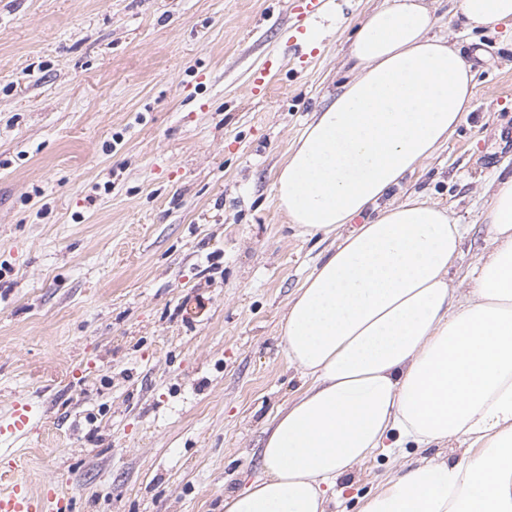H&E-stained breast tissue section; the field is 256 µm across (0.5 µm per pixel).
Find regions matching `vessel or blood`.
<instances>
[{"label": "vessel or blood", "instance_id": "obj_1", "mask_svg": "<svg viewBox=\"0 0 512 512\" xmlns=\"http://www.w3.org/2000/svg\"><path fill=\"white\" fill-rule=\"evenodd\" d=\"M34 410L26 399H18L7 422L0 424V437L18 439L30 432ZM24 466L20 456L0 455V478L7 484L0 488V512H68L65 497L49 486L33 489L20 478Z\"/></svg>", "mask_w": 512, "mask_h": 512}]
</instances>
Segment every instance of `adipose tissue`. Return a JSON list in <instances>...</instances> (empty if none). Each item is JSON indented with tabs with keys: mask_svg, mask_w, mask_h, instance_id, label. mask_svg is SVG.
Instances as JSON below:
<instances>
[{
	"mask_svg": "<svg viewBox=\"0 0 512 512\" xmlns=\"http://www.w3.org/2000/svg\"><path fill=\"white\" fill-rule=\"evenodd\" d=\"M464 31L512 20V0H459ZM425 0H385L353 37L352 76L315 115L274 183L302 234L335 235L284 317L309 385L267 428L261 470L224 512H329L338 481L392 443L443 448L363 499L361 512H512V175L484 220L490 251L454 287L468 225L407 175L461 123L475 72L433 34Z\"/></svg>",
	"mask_w": 512,
	"mask_h": 512,
	"instance_id": "1",
	"label": "adipose tissue"
}]
</instances>
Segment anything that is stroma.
Here are the masks:
<instances>
[{
  "label": "stroma",
  "mask_w": 512,
  "mask_h": 512,
  "mask_svg": "<svg viewBox=\"0 0 512 512\" xmlns=\"http://www.w3.org/2000/svg\"><path fill=\"white\" fill-rule=\"evenodd\" d=\"M334 2L338 23L294 60L305 22L283 0H0V419L35 407L33 434L0 446L72 512H224L303 391L280 325L333 240L299 235L274 181L383 0ZM428 4L476 86L404 188L470 225L464 269L512 175V22L462 35L456 0ZM465 457L454 440L376 453L332 512Z\"/></svg>",
  "instance_id": "stroma-1"
}]
</instances>
